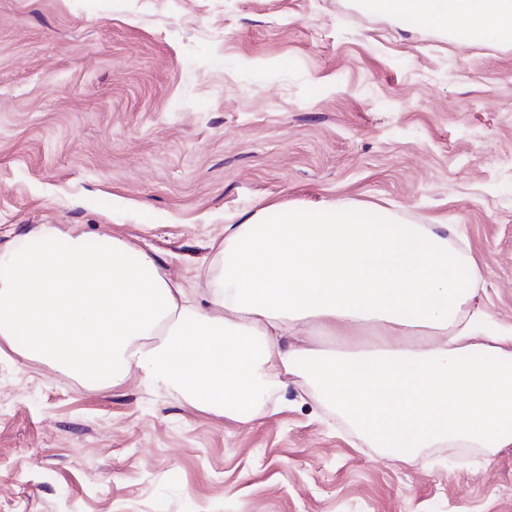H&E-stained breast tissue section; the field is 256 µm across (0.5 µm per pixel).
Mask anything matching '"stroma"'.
I'll use <instances>...</instances> for the list:
<instances>
[{
    "mask_svg": "<svg viewBox=\"0 0 512 512\" xmlns=\"http://www.w3.org/2000/svg\"><path fill=\"white\" fill-rule=\"evenodd\" d=\"M355 2L0 0V242L124 239L196 294L264 206L381 207L511 327L512 44ZM0 512H512V446L401 459L299 378L248 421L0 340Z\"/></svg>",
    "mask_w": 512,
    "mask_h": 512,
    "instance_id": "obj_1",
    "label": "stroma"
}]
</instances>
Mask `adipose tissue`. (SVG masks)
<instances>
[{"instance_id": "adipose-tissue-1", "label": "adipose tissue", "mask_w": 512, "mask_h": 512, "mask_svg": "<svg viewBox=\"0 0 512 512\" xmlns=\"http://www.w3.org/2000/svg\"><path fill=\"white\" fill-rule=\"evenodd\" d=\"M430 27L512 38V0H379ZM445 224L352 205L263 208L224 227L201 298L153 253L53 224L32 250L0 244V338L93 381L134 373L191 406L252 420L304 379L346 424L398 457L437 443L512 445V329L466 318L482 282ZM385 332L343 352L317 338Z\"/></svg>"}]
</instances>
